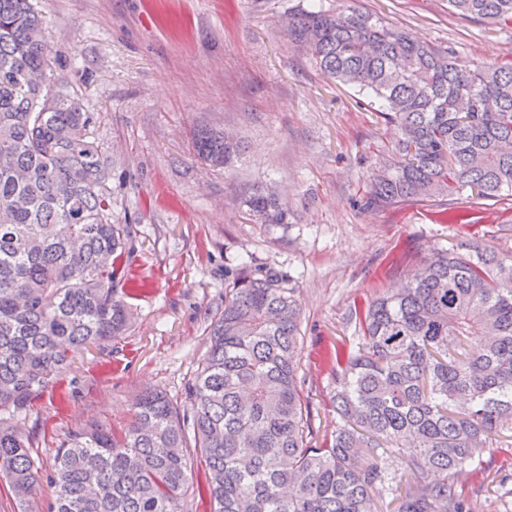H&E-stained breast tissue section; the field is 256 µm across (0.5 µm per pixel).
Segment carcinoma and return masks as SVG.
<instances>
[{
  "mask_svg": "<svg viewBox=\"0 0 512 512\" xmlns=\"http://www.w3.org/2000/svg\"><path fill=\"white\" fill-rule=\"evenodd\" d=\"M512 26V0H448ZM284 31L326 75L357 89L400 136L368 208L512 191V62L471 67L359 9L290 13ZM93 117L49 64L44 16L0 0V482L25 502L34 434L21 416L75 355L124 335L131 250L112 223ZM198 157L228 169L245 146L201 131ZM262 224L288 208L259 186ZM291 275L240 270L183 403L146 389L121 431L91 422L57 450L51 512H472L454 478L512 447V255L434 249L401 288L353 303L357 342L327 363L336 426L318 445L299 375L301 307ZM399 453L395 476L383 455ZM204 463L192 480L191 460Z\"/></svg>",
  "mask_w": 512,
  "mask_h": 512,
  "instance_id": "1",
  "label": "carcinoma"
}]
</instances>
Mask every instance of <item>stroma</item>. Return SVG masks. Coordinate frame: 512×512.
<instances>
[{"mask_svg": "<svg viewBox=\"0 0 512 512\" xmlns=\"http://www.w3.org/2000/svg\"><path fill=\"white\" fill-rule=\"evenodd\" d=\"M53 69L94 116L105 150L112 221L131 227L123 335L77 355L24 422L36 435L33 506L0 486V512H50L54 456L87 420L121 427L140 391L183 401L224 306V276L262 265L292 275L302 306L301 373L318 436L335 426L326 355L351 344L353 303L400 287L433 248L481 244L512 254V195L461 198L464 222L437 221L441 198L365 208L393 126L356 90L325 75L282 28L288 12L352 6L468 64L512 61V28L453 13L448 0H33ZM242 138L230 171L201 161L197 128ZM276 187L288 221L261 224L241 205ZM484 475H460L472 512H512V447L488 448Z\"/></svg>", "mask_w": 512, "mask_h": 512, "instance_id": "obj_1", "label": "stroma"}]
</instances>
